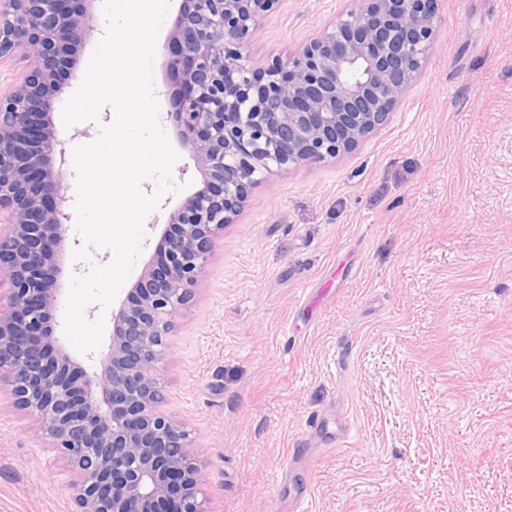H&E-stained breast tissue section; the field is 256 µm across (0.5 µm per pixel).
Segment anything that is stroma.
<instances>
[{"label": "stroma", "mask_w": 512, "mask_h": 512, "mask_svg": "<svg viewBox=\"0 0 512 512\" xmlns=\"http://www.w3.org/2000/svg\"><path fill=\"white\" fill-rule=\"evenodd\" d=\"M153 65L170 108L165 43ZM355 0H279L245 53L287 58ZM185 192L145 222L132 288ZM165 411L211 512H512V0H439L435 43L351 152L269 175L175 319ZM308 469L279 477L307 422ZM350 428L334 443L336 424ZM71 476L0 404V512H75Z\"/></svg>", "instance_id": "stroma-1"}]
</instances>
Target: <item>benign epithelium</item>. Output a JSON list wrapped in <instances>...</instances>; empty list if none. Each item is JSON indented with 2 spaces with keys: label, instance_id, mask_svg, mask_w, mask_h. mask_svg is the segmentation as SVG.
<instances>
[{
  "label": "benign epithelium",
  "instance_id": "1",
  "mask_svg": "<svg viewBox=\"0 0 512 512\" xmlns=\"http://www.w3.org/2000/svg\"><path fill=\"white\" fill-rule=\"evenodd\" d=\"M278 0H183L166 43L171 117L200 187L174 210L118 312L99 368L55 336L69 197L53 115L67 73L48 60L88 36L95 0H0V62L28 74L0 100V394L33 420L73 476L76 512H209L205 464L163 410L161 370L224 226L267 174L336 159L385 122L419 75L438 0H358L288 61L244 49Z\"/></svg>",
  "mask_w": 512,
  "mask_h": 512
}]
</instances>
